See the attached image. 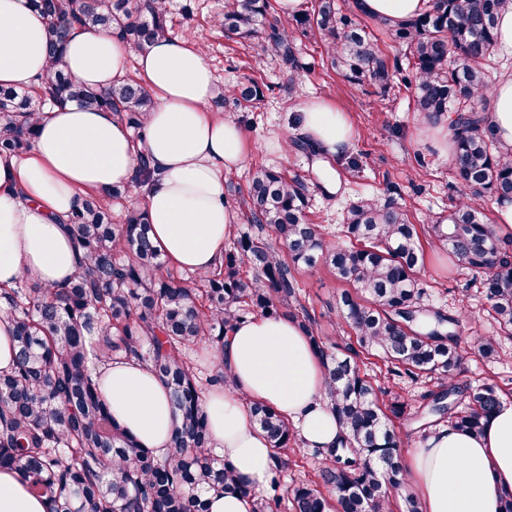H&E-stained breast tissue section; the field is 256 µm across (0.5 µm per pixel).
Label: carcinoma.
I'll use <instances>...</instances> for the list:
<instances>
[{"instance_id": "obj_1", "label": "carcinoma", "mask_w": 512, "mask_h": 512, "mask_svg": "<svg viewBox=\"0 0 512 512\" xmlns=\"http://www.w3.org/2000/svg\"><path fill=\"white\" fill-rule=\"evenodd\" d=\"M46 20L48 67L34 93L0 87V153L21 154L36 135L47 104L77 102L107 109L128 127L144 128L154 107L145 87L128 76L107 90L72 78L64 57L76 24L107 29L140 51L169 35L173 0H32ZM512 0H432L428 11L404 24L379 19L375 28L409 49L407 65L389 62L373 30L341 15L336 0H315L281 21L271 0H224L221 25L240 39L266 34L267 50L294 64L296 34L318 39L331 63L353 83L382 91L413 88L424 119L443 112L453 120V157L460 195L445 222L432 225V243L480 276L487 312L512 337V263L503 258L512 236L490 221L476 199L512 196V152L496 147L489 118L479 108L492 93L482 69L496 50V22ZM243 108L263 96L247 77L219 96ZM132 193L116 187L90 193L69 224L84 263L60 288L0 289V313L10 317L15 364L0 372V466L20 470L30 492L49 512H208L205 493L234 486L224 460L210 447L204 393L227 382L224 336L246 315L283 316L307 333L324 366L332 412L346 430L329 449L316 478L289 494L254 493L255 512H393L404 487L400 439L394 421L421 422L422 437L441 423L472 432L497 410L503 394L495 383L462 384L457 327L463 313L423 307L425 253L416 225L392 202L362 201L347 212L336 246L306 216L305 186L278 170L261 168L241 204L251 231L237 240L216 268L174 280L162 269L148 236L145 212L127 207L112 223V203ZM322 263L349 285L339 297L341 320L351 329L344 354L318 332L300 302L296 274ZM212 343L214 372L196 375L190 351ZM499 337H477L473 350L498 356ZM378 352L390 373L435 388L416 409L401 392L383 387L357 362ZM137 357L170 388L177 419L167 456L140 447L112 422L100 396L97 371ZM276 458L274 472L301 442L296 429L266 405L251 406Z\"/></svg>"}]
</instances>
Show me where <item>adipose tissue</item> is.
Returning <instances> with one entry per match:
<instances>
[{
	"mask_svg": "<svg viewBox=\"0 0 512 512\" xmlns=\"http://www.w3.org/2000/svg\"><path fill=\"white\" fill-rule=\"evenodd\" d=\"M429 0H355L359 14L396 25L418 17ZM72 77L105 89L126 75L128 51L107 30L74 27L66 48ZM48 65L46 24L31 0H0V86L31 88ZM136 73L156 99L141 139L112 112L69 103L37 122L24 154H0V288L24 280L58 288L78 272L83 250L67 220L86 192L137 186L149 236L170 264L206 273L224 256V243L240 219L224 198V180L240 169L250 145L238 122L224 118L215 100L214 74L186 38H165L136 57ZM300 134L333 154L352 144L344 113L316 99L300 109ZM491 127L512 148V72L492 94ZM149 162L142 179L138 156ZM230 385L204 399L211 446L241 486L259 488L276 462L249 406L273 407L295 425L303 443L327 449L345 430L328 408L324 369L305 331L294 321L253 315L224 339ZM100 393L122 429L157 453L170 448L176 413L171 393L152 367L129 358L112 362L99 377ZM405 481L423 512H502L512 492V402H503L480 435L439 425L405 456ZM212 492L209 512H252L241 491ZM0 512H49L32 496L25 476L0 468Z\"/></svg>",
	"mask_w": 512,
	"mask_h": 512,
	"instance_id": "1",
	"label": "adipose tissue"
}]
</instances>
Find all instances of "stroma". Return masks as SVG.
<instances>
[{"instance_id":"1","label":"stroma","mask_w":512,"mask_h":512,"mask_svg":"<svg viewBox=\"0 0 512 512\" xmlns=\"http://www.w3.org/2000/svg\"><path fill=\"white\" fill-rule=\"evenodd\" d=\"M171 35L187 37L202 49L218 86L236 85L248 76L250 63H259L257 73L264 96L248 111L225 100L223 113L242 126L251 145L244 166L228 176L224 196L235 204L245 195L255 168L265 166L287 171L307 187V217L320 225L333 243L342 240L341 225L348 208L361 200L382 204L395 201L417 224L422 242H429L431 226L447 215L458 200L455 172L441 157L435 135L422 134L412 93L392 88L381 92L370 84H350L340 70L331 67L322 43L297 37L293 43L294 62L278 56H263L265 37L242 43L225 35L219 20L224 0H175ZM328 101L344 113L355 136L344 154L325 156L294 146L298 110L307 100ZM289 141L286 153L268 151V143ZM301 297L327 336H342L327 320L336 308L342 282L327 268L302 269ZM467 271L448 270V253L437 250L426 256L422 277L425 305L447 309L460 307L469 314L459 332V351L464 357L465 379L487 378L497 383L512 401V340H502L497 359H482L473 351L476 337L494 334L486 319L484 298L469 288Z\"/></svg>"}]
</instances>
